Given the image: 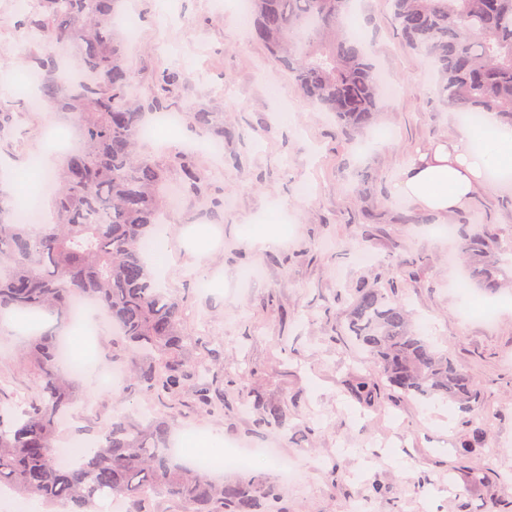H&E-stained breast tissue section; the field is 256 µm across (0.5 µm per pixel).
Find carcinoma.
Masks as SVG:
<instances>
[{
    "instance_id": "obj_1",
    "label": "carcinoma",
    "mask_w": 512,
    "mask_h": 512,
    "mask_svg": "<svg viewBox=\"0 0 512 512\" xmlns=\"http://www.w3.org/2000/svg\"><path fill=\"white\" fill-rule=\"evenodd\" d=\"M45 11L26 21L47 56L37 74L40 98L59 120L77 123L79 148L53 166L55 217L39 232L16 217L20 201L0 189V313L54 319L31 333L18 361L36 380L34 396L16 410L0 400V486L39 501L46 512H98L111 498L124 512H286L281 486L264 473L212 481L206 470L171 453L176 414L113 415L91 430L93 447L62 466L56 442L81 399L76 372L62 357V336L82 298L109 318L122 340L119 360L131 374L128 397H174L192 390L195 403L223 411L224 390L206 383L189 359L197 341L179 303L159 287L144 261L142 243L164 231L169 205L165 168L139 155L147 119L168 110L162 97L142 100L111 20L118 0H43ZM351 0H253L257 37L277 56L312 105L359 134L378 120L381 84L370 48L348 28ZM409 44L437 73L440 101L461 113L495 112L512 126V0H392ZM70 46L77 73L55 68L54 55ZM207 131L213 113L193 112ZM201 174L188 167L182 196L200 192ZM466 284L493 298L501 289L499 255L512 254L482 225L460 231ZM351 336L370 356L379 378L417 400L455 403L468 414L483 387L466 365L419 335L404 304L375 284L356 288L348 310ZM351 393L369 401L377 388L356 378ZM239 407L261 410L258 434L288 428L282 411L265 406L249 388Z\"/></svg>"
}]
</instances>
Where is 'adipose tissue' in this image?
<instances>
[{
	"label": "adipose tissue",
	"instance_id": "ef3b65f1",
	"mask_svg": "<svg viewBox=\"0 0 512 512\" xmlns=\"http://www.w3.org/2000/svg\"><path fill=\"white\" fill-rule=\"evenodd\" d=\"M483 126L489 134L485 144L468 133L436 145L403 170L394 193L426 211L448 214L487 187L490 170L512 172V127L494 112L484 114Z\"/></svg>",
	"mask_w": 512,
	"mask_h": 512
}]
</instances>
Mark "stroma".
I'll return each mask as SVG.
<instances>
[{
	"instance_id": "obj_1",
	"label": "stroma",
	"mask_w": 512,
	"mask_h": 512,
	"mask_svg": "<svg viewBox=\"0 0 512 512\" xmlns=\"http://www.w3.org/2000/svg\"><path fill=\"white\" fill-rule=\"evenodd\" d=\"M15 2L0 0V50L43 56ZM353 9L372 63L396 89L376 126L357 137L303 97L252 39L253 12L236 0L220 9L215 0H121L123 22L115 31L125 38L140 97L157 93L163 72L182 75L168 93L177 127L142 141L141 151L165 166L169 184L182 179V154L208 185L166 215V235L181 251L158 265L161 285L200 339L191 359L209 366L208 379L226 401L249 386L287 415L288 429L255 434L253 411H202L189 393L175 401L130 398L120 386L87 385L75 424L88 427L135 408L174 411L177 434L276 449L281 462L298 469L284 490L288 512H345L355 499L368 512H512V271L493 300V320L479 312L463 318L455 288L461 265L448 261L455 245L430 231L434 224L479 223L512 241V180L492 183L449 216L395 196L393 185L411 159L466 128L439 101L433 71L406 43L392 0H353ZM128 20L136 29L130 40ZM32 73L27 66L0 70V116L16 121L12 136L0 138V182L18 192L33 185V159L53 150L45 113L28 107L37 89ZM200 106L224 127L220 160L203 149L205 137L193 127ZM365 170L375 179L363 188ZM216 197L230 204L215 215ZM267 224L277 226L286 247L252 244L251 233ZM364 280L403 302L421 335L483 385L485 399L468 419L439 401L385 389L367 404L347 391L350 376L378 379L345 331L348 299ZM25 339L21 330L0 334V398L15 403L29 399L34 383L16 359ZM112 341L106 326L89 350L83 337H70L84 372L98 375L113 364ZM474 425L482 440L457 455ZM373 484L384 495H372Z\"/></svg>"
}]
</instances>
